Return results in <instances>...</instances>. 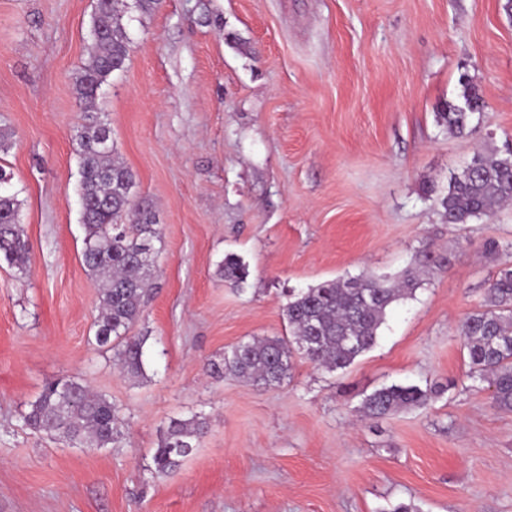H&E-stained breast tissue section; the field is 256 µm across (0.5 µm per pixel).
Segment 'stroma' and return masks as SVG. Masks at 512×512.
<instances>
[{"label":"stroma","mask_w":512,"mask_h":512,"mask_svg":"<svg viewBox=\"0 0 512 512\" xmlns=\"http://www.w3.org/2000/svg\"><path fill=\"white\" fill-rule=\"evenodd\" d=\"M94 0H0V167L28 270L0 260V512H512V411L473 388L457 327L499 269L512 205L449 225L437 194L474 152L512 144V0H163L128 23L101 107L135 201L162 227L159 277L133 335L134 381L94 340L98 291L81 253L74 78ZM469 74L486 122L451 134L437 112ZM450 256L395 304L375 346L333 372L297 358L268 388L204 370L225 348L284 336L289 292L421 250ZM245 262L225 283V256ZM78 377L127 423L89 451L25 426L43 386ZM391 384L435 390L379 421ZM209 430L150 472L170 419ZM224 273V281L235 286H239L246 282L250 275L248 266L236 256H226L222 265Z\"/></svg>","instance_id":"stroma-1"}]
</instances>
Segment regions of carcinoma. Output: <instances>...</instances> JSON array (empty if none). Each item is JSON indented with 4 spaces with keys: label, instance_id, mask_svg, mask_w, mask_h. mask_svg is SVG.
Returning <instances> with one entry per match:
<instances>
[{
    "label": "carcinoma",
    "instance_id": "cac0c4a2",
    "mask_svg": "<svg viewBox=\"0 0 512 512\" xmlns=\"http://www.w3.org/2000/svg\"><path fill=\"white\" fill-rule=\"evenodd\" d=\"M159 0H97L93 15L94 54L78 72L75 89L87 121L78 131L79 203L95 204L82 215V260L100 281L95 341L114 351L131 379L145 377V336L129 335L140 319L157 277L161 230L155 214L133 203L134 173L115 156L113 142H103L109 124L91 111H100L99 98L108 77L123 69L130 33L123 17L150 14ZM459 102L437 113L439 124L455 134L476 129L485 104L476 84L460 77ZM447 224H468L489 217L495 207L512 202V152H478L448 182L439 197ZM15 195L0 194V259L27 271L25 229L18 216ZM486 253L502 259L484 297L483 309L468 315L458 327L467 349L472 387L487 384L493 403L512 410V241L485 240ZM448 256L420 253L418 266L394 280L369 273L325 281L288 294L283 308L289 335L252 338L226 350L208 370L223 377L267 387L280 385L290 375L299 354L327 371L343 369L370 350L391 307L412 298L422 285L424 269L446 263ZM224 281L246 282L248 266L236 256L224 257ZM433 391L415 385H390L374 390L361 403L368 420H378L404 409L427 405ZM25 423L36 431L54 433L81 448H107L122 434L120 410L103 394L91 392L72 377L46 384L29 403ZM209 421L200 415L173 418L161 433L153 455L154 475L180 465L207 432Z\"/></svg>",
    "mask_w": 512,
    "mask_h": 512
}]
</instances>
